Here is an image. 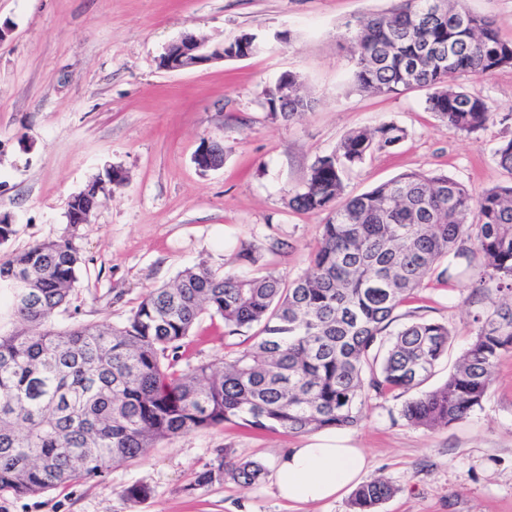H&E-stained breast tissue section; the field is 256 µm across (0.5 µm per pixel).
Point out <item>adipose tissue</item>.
I'll return each instance as SVG.
<instances>
[{
    "label": "adipose tissue",
    "instance_id": "ef3b65f1",
    "mask_svg": "<svg viewBox=\"0 0 512 512\" xmlns=\"http://www.w3.org/2000/svg\"><path fill=\"white\" fill-rule=\"evenodd\" d=\"M368 470L369 460L362 449L314 437L306 446L279 455L273 485L287 502L316 504L340 499L363 481Z\"/></svg>",
    "mask_w": 512,
    "mask_h": 512
}]
</instances>
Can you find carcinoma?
<instances>
[{"label":"carcinoma","mask_w":512,"mask_h":512,"mask_svg":"<svg viewBox=\"0 0 512 512\" xmlns=\"http://www.w3.org/2000/svg\"><path fill=\"white\" fill-rule=\"evenodd\" d=\"M393 0L384 12L345 23L352 82L363 92L426 91V109L475 135L487 101L455 83L512 67V41L462 0ZM263 107L286 121L311 107L288 72L265 89ZM407 136L385 122L349 132L317 157L292 208L325 214L308 271L288 284L270 274H229L205 265L150 290L120 323H50L69 304L84 264L75 230L102 193L74 194L68 227L0 258V492L37 496L101 476L157 444L226 423L309 433L358 425L373 399L411 394L401 416L425 429L467 418L482 402L499 357L512 351V184L475 196L443 173L409 172L359 195L345 194L346 170ZM478 220L467 223L472 211ZM480 253L479 285L489 307L447 380L423 390L448 352V325L415 321L389 330L394 312L426 279L451 281L458 260ZM205 315L224 335L255 330L252 345L220 362L180 369ZM265 468L219 450L197 474L259 483ZM394 493L379 477L353 493L354 512H378Z\"/></svg>","instance_id":"carcinoma-1"}]
</instances>
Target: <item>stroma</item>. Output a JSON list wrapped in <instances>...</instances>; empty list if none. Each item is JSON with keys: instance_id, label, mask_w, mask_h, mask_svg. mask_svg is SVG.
Returning a JSON list of instances; mask_svg holds the SVG:
<instances>
[{"instance_id": "stroma-1", "label": "stroma", "mask_w": 512, "mask_h": 512, "mask_svg": "<svg viewBox=\"0 0 512 512\" xmlns=\"http://www.w3.org/2000/svg\"><path fill=\"white\" fill-rule=\"evenodd\" d=\"M391 0H0V214L15 233L0 256L62 234L71 196L106 166L124 171L88 223L76 229L84 257L69 306L52 317L118 323L152 288L185 267L242 273L243 247L259 249V269L288 283L305 273L323 214L288 205L316 157L333 152L353 129L393 121L407 137L347 172L358 195L410 171L444 173L473 193L512 183L495 151L512 139V68L458 82L485 98L492 117L463 133L424 108L414 90L378 96L352 85L339 27ZM250 32L261 53L166 71V46L187 33L216 45ZM299 75L315 104L295 120L271 118L263 91L282 73ZM218 141L224 163L201 171L194 155ZM472 273L429 281L396 311L397 325L418 319L448 324L452 342L428 387L441 385L475 333L487 299ZM189 346L193 360L218 361L248 346L221 319L203 318ZM404 397L372 400L361 422L337 433L364 449L370 473L394 495L380 512H512V352L504 353L481 406L443 429L410 425ZM308 434L249 431L225 425L158 444L100 477L31 497L0 494V512H291L272 485L278 454L307 444ZM224 448L263 464L253 487L232 480L208 486L196 476ZM148 485L151 496L123 491Z\"/></svg>"}]
</instances>
